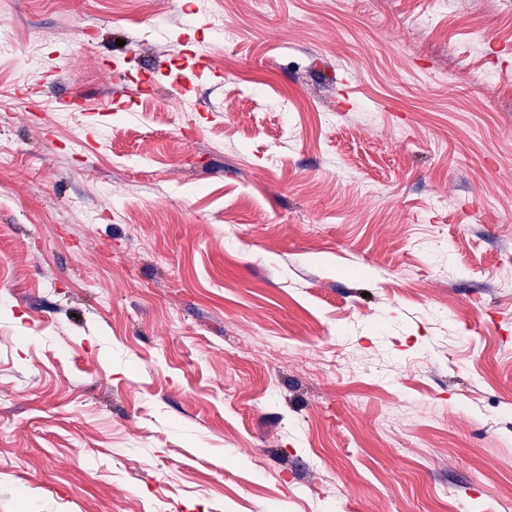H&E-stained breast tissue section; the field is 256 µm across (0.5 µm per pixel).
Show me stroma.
Masks as SVG:
<instances>
[{
  "mask_svg": "<svg viewBox=\"0 0 512 512\" xmlns=\"http://www.w3.org/2000/svg\"><path fill=\"white\" fill-rule=\"evenodd\" d=\"M185 2L0 0V512H512V0Z\"/></svg>",
  "mask_w": 512,
  "mask_h": 512,
  "instance_id": "stroma-1",
  "label": "stroma"
}]
</instances>
